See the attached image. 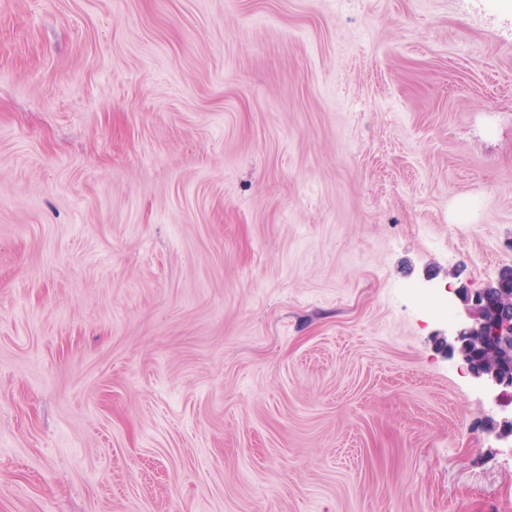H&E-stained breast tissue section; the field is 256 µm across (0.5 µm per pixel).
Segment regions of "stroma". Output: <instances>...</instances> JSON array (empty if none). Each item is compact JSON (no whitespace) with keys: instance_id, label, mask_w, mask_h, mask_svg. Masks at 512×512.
<instances>
[{"instance_id":"1","label":"stroma","mask_w":512,"mask_h":512,"mask_svg":"<svg viewBox=\"0 0 512 512\" xmlns=\"http://www.w3.org/2000/svg\"><path fill=\"white\" fill-rule=\"evenodd\" d=\"M507 267L512 0H0V512H512ZM512 281L511 269L505 270L499 277L497 284L504 288L495 291L488 289L478 291L471 298H467L465 317L460 319L448 336V353L451 356L458 354L467 364L470 374L483 382L491 390L502 389L500 394L507 396V389L512 390L511 365L505 360H511L512 354V296L511 288H506ZM473 344L481 349H490L500 359L497 365L495 357L479 351L477 359H483L491 366L476 365L470 369L467 363L469 352Z\"/></svg>"}]
</instances>
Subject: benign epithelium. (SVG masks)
Wrapping results in <instances>:
<instances>
[{
  "label": "benign epithelium",
  "mask_w": 512,
  "mask_h": 512,
  "mask_svg": "<svg viewBox=\"0 0 512 512\" xmlns=\"http://www.w3.org/2000/svg\"><path fill=\"white\" fill-rule=\"evenodd\" d=\"M495 291H478L467 299L465 317L460 319L448 336V353L468 360L472 345L491 350L499 362L496 365H477L470 374L492 390L507 395L512 389V367L505 360L512 357V271H504Z\"/></svg>",
  "instance_id": "7a95c632"
}]
</instances>
